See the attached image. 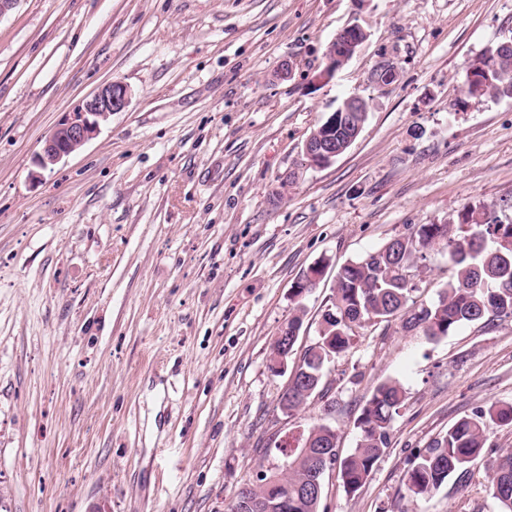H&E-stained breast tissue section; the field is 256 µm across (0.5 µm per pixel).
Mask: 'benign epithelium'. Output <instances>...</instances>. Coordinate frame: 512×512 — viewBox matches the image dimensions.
Returning <instances> with one entry per match:
<instances>
[{
  "mask_svg": "<svg viewBox=\"0 0 512 512\" xmlns=\"http://www.w3.org/2000/svg\"><path fill=\"white\" fill-rule=\"evenodd\" d=\"M365 37L366 33L358 25L343 29L329 43L324 53L326 65L314 76V81L322 83L332 79L352 58ZM129 99L130 90L120 81L108 82L92 96L83 99L74 111L65 114L45 139L37 157V165L42 169L52 168L80 150L99 135L101 126L109 120L112 113L120 112L127 107ZM302 155L309 166L329 165L336 156V141L328 136L316 144L308 137L303 143ZM282 328L283 332L275 336L272 344V372L289 375L288 383L291 384L295 379V370L288 369V359L293 354L297 336H288V324H282Z\"/></svg>",
  "mask_w": 512,
  "mask_h": 512,
  "instance_id": "benign-epithelium-1",
  "label": "benign epithelium"
}]
</instances>
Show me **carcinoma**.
Wrapping results in <instances>:
<instances>
[{
	"label": "carcinoma",
	"instance_id": "1",
	"mask_svg": "<svg viewBox=\"0 0 512 512\" xmlns=\"http://www.w3.org/2000/svg\"><path fill=\"white\" fill-rule=\"evenodd\" d=\"M475 62L479 63L475 70H464L467 88L461 104L486 96L512 99V50L501 52L498 42ZM367 117L366 112H338L336 129L330 132L320 122L313 134L325 137L330 132L338 146L346 150L358 137V129ZM505 242L512 244V221L503 223L476 207H465L458 215L455 234L448 224H419L410 234L395 237L346 263L336 274L330 313L321 323L322 344L305 351L298 365V383L288 390V411L309 400L304 394L307 388L320 390L325 365L349 349L354 329L365 323L400 316L407 330L438 339L464 324H476L489 317H512V247L503 246ZM437 247L448 250L453 277L435 302L418 305L412 299L417 284L407 283L405 274ZM326 340L330 341L328 349ZM404 399L399 383L387 381L379 385L357 418L361 433L357 447L341 460L337 449L330 447V430L322 425L309 430L306 440L310 441L312 452L322 454L328 466L339 463L343 483L349 490L355 491L366 482L389 448L392 423ZM511 424L512 405L496 403L459 419L416 457L406 473L408 491L415 497H427L451 479H468L471 466L483 453L490 428ZM302 451L301 447L288 449V466L276 472L279 482L292 487L313 478L309 458ZM488 491L497 505L496 512H512L511 449L496 462ZM252 494L261 505L260 512H320V495L302 497L294 506L269 509L266 503L272 502V492L259 486Z\"/></svg>",
	"mask_w": 512,
	"mask_h": 512
}]
</instances>
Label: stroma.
<instances>
[{
	"label": "stroma",
	"instance_id": "obj_1",
	"mask_svg": "<svg viewBox=\"0 0 512 512\" xmlns=\"http://www.w3.org/2000/svg\"><path fill=\"white\" fill-rule=\"evenodd\" d=\"M354 23L366 40L312 84ZM511 37L512 0H19L1 16L0 512H227L315 425L350 454L387 380L405 391L391 445L357 491L327 473L321 512H494L512 425L467 481L415 499L404 477L457 420L512 404V318L434 341L398 317L364 324L326 395L289 414L269 356L315 264L295 363L346 262L466 206L512 220V100L460 92L466 64ZM385 56L399 75L380 87ZM110 81L128 106L40 169L64 114ZM352 94L370 104L354 143L303 165ZM451 275L428 252L416 300Z\"/></svg>",
	"mask_w": 512,
	"mask_h": 512
}]
</instances>
